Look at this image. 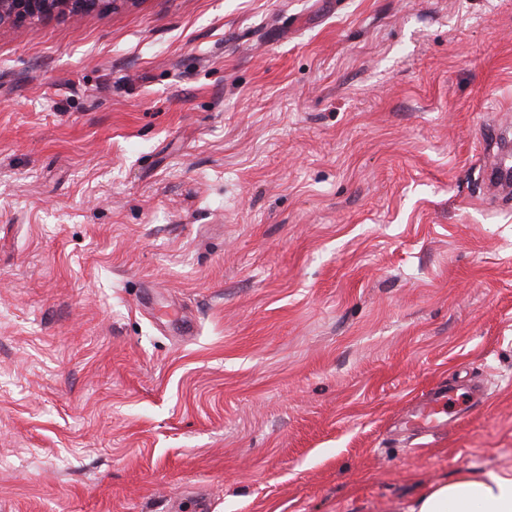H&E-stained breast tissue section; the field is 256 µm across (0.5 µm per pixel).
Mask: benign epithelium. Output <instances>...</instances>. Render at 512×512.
<instances>
[{
	"label": "benign epithelium",
	"mask_w": 512,
	"mask_h": 512,
	"mask_svg": "<svg viewBox=\"0 0 512 512\" xmlns=\"http://www.w3.org/2000/svg\"><path fill=\"white\" fill-rule=\"evenodd\" d=\"M125 2L127 0H0V27L56 15L78 19L92 12L115 9Z\"/></svg>",
	"instance_id": "1"
}]
</instances>
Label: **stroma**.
Wrapping results in <instances>:
<instances>
[{
  "label": "stroma",
  "mask_w": 512,
  "mask_h": 512,
  "mask_svg": "<svg viewBox=\"0 0 512 512\" xmlns=\"http://www.w3.org/2000/svg\"><path fill=\"white\" fill-rule=\"evenodd\" d=\"M501 152L512 0L1 28L0 512H407L511 470ZM451 380L485 405L405 428ZM485 172L490 188L500 190L507 187L510 191L512 182V159L497 157L493 160L487 159L484 163Z\"/></svg>",
  "instance_id": "35a3bbf8"
}]
</instances>
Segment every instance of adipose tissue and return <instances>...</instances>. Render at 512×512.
<instances>
[{"mask_svg":"<svg viewBox=\"0 0 512 512\" xmlns=\"http://www.w3.org/2000/svg\"><path fill=\"white\" fill-rule=\"evenodd\" d=\"M408 512H512V472L452 477L425 489Z\"/></svg>","mask_w":512,"mask_h":512,"instance_id":"adipose-tissue-1","label":"adipose tissue"}]
</instances>
